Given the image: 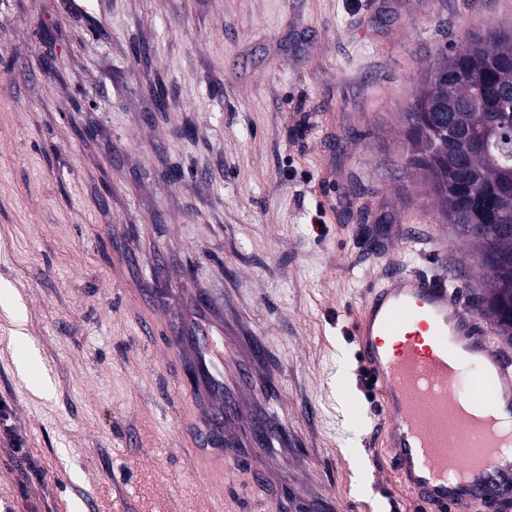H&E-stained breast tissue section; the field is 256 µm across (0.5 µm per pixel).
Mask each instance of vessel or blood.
Listing matches in <instances>:
<instances>
[{
  "instance_id": "1",
  "label": "vessel or blood",
  "mask_w": 512,
  "mask_h": 512,
  "mask_svg": "<svg viewBox=\"0 0 512 512\" xmlns=\"http://www.w3.org/2000/svg\"><path fill=\"white\" fill-rule=\"evenodd\" d=\"M355 325L407 486L437 512H496L512 491V424L498 415L512 412V363L487 345L482 315L446 281L404 273L370 291Z\"/></svg>"
}]
</instances>
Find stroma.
Returning a JSON list of instances; mask_svg holds the SVG:
<instances>
[{"label":"stroma","instance_id":"1","mask_svg":"<svg viewBox=\"0 0 512 512\" xmlns=\"http://www.w3.org/2000/svg\"><path fill=\"white\" fill-rule=\"evenodd\" d=\"M86 2L0 0V512H429L354 319L402 272L486 292L400 116L512 0ZM219 416L237 448L198 447Z\"/></svg>","mask_w":512,"mask_h":512}]
</instances>
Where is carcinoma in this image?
I'll use <instances>...</instances> for the list:
<instances>
[{
	"mask_svg": "<svg viewBox=\"0 0 512 512\" xmlns=\"http://www.w3.org/2000/svg\"><path fill=\"white\" fill-rule=\"evenodd\" d=\"M453 71L452 84L441 75ZM512 29L489 27L452 44L431 64L403 112L406 161L425 171L444 218L477 243L491 276L481 313L512 344Z\"/></svg>",
	"mask_w": 512,
	"mask_h": 512,
	"instance_id": "obj_1",
	"label": "carcinoma"
}]
</instances>
